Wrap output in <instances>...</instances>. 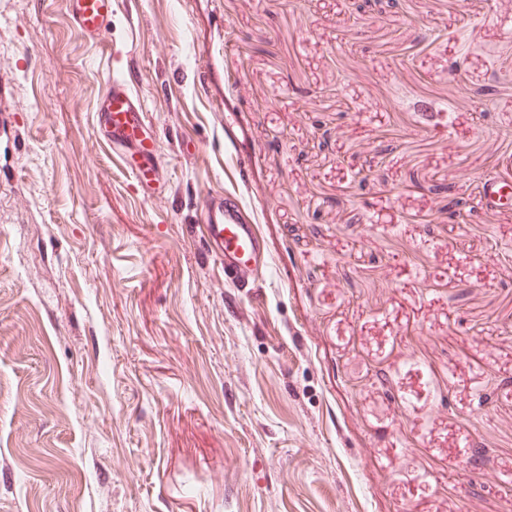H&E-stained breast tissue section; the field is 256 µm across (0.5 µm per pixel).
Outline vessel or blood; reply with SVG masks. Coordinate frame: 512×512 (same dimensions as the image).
<instances>
[{
  "instance_id": "obj_1",
  "label": "vessel or blood",
  "mask_w": 512,
  "mask_h": 512,
  "mask_svg": "<svg viewBox=\"0 0 512 512\" xmlns=\"http://www.w3.org/2000/svg\"><path fill=\"white\" fill-rule=\"evenodd\" d=\"M113 0H70L71 18L89 39L100 38L112 23ZM99 132L113 148L145 154L144 143L150 137L141 103L133 94L128 81H112L99 108ZM135 181L144 197L158 199L163 192V177L152 164L134 172ZM243 202L237 197L208 206L204 237L224 256L228 274L248 276L260 255L257 227L243 223L240 209Z\"/></svg>"
}]
</instances>
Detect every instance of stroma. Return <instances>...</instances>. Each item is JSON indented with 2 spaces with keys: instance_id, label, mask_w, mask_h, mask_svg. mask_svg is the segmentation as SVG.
Instances as JSON below:
<instances>
[{
  "instance_id": "35a3bbf8",
  "label": "stroma",
  "mask_w": 512,
  "mask_h": 512,
  "mask_svg": "<svg viewBox=\"0 0 512 512\" xmlns=\"http://www.w3.org/2000/svg\"><path fill=\"white\" fill-rule=\"evenodd\" d=\"M115 2L0 0V512H512V0ZM128 74L161 207L96 125ZM71 18L89 39L97 40L112 24L113 0H70ZM205 203L208 207L204 220L206 241L223 254L228 274L248 276L260 255V241L256 225L240 219L242 200L227 196L224 204L219 202L212 206L210 198Z\"/></svg>"
}]
</instances>
